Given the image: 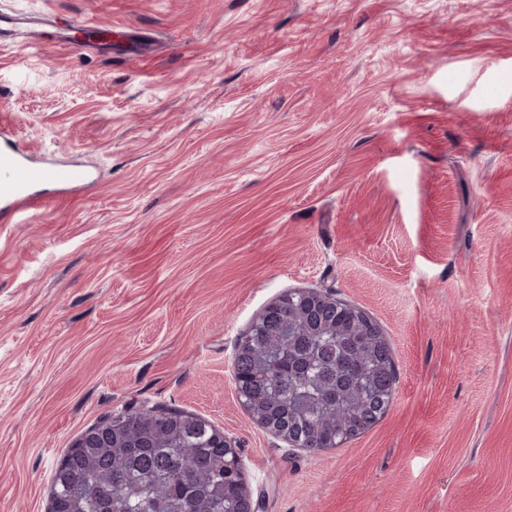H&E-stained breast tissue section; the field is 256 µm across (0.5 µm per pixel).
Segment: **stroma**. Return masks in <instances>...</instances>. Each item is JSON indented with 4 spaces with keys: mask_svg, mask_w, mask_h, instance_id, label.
Returning a JSON list of instances; mask_svg holds the SVG:
<instances>
[{
    "mask_svg": "<svg viewBox=\"0 0 512 512\" xmlns=\"http://www.w3.org/2000/svg\"><path fill=\"white\" fill-rule=\"evenodd\" d=\"M0 118L95 181L0 220V512H47L107 416L236 438L261 512H512V0H0ZM112 30L81 42L75 29ZM329 290L389 340L392 403L287 447L238 336Z\"/></svg>",
    "mask_w": 512,
    "mask_h": 512,
    "instance_id": "1",
    "label": "stroma"
}]
</instances>
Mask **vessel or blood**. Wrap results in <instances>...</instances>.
<instances>
[{
    "label": "vessel or blood",
    "mask_w": 512,
    "mask_h": 512,
    "mask_svg": "<svg viewBox=\"0 0 512 512\" xmlns=\"http://www.w3.org/2000/svg\"><path fill=\"white\" fill-rule=\"evenodd\" d=\"M91 181V172L81 166L33 158L18 147L11 127L0 123V215L14 217L39 209Z\"/></svg>",
    "instance_id": "vessel-or-blood-1"
}]
</instances>
